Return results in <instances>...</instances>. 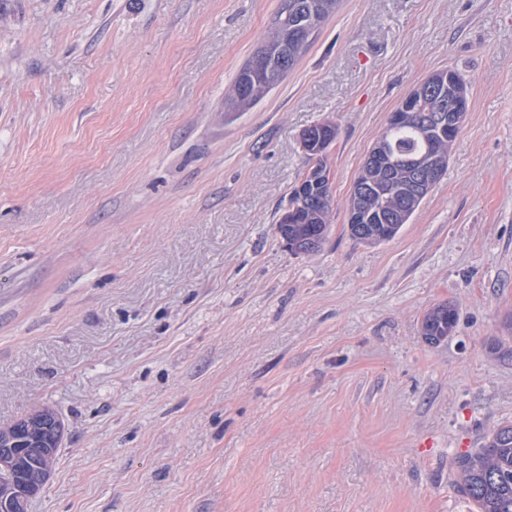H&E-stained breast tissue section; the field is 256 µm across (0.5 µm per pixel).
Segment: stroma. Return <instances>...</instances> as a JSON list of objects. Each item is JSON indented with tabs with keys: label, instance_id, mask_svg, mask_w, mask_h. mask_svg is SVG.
I'll use <instances>...</instances> for the list:
<instances>
[{
	"label": "stroma",
	"instance_id": "35a3bbf8",
	"mask_svg": "<svg viewBox=\"0 0 512 512\" xmlns=\"http://www.w3.org/2000/svg\"><path fill=\"white\" fill-rule=\"evenodd\" d=\"M282 6L0 0V427L65 424L30 512H470L454 459L512 423V0H341L225 111ZM444 68L470 91L445 175L354 240L368 151ZM326 122L330 231L296 253ZM457 320L454 306L448 303L438 304L426 313L422 322L423 336L436 339L437 342L447 339L452 333Z\"/></svg>",
	"mask_w": 512,
	"mask_h": 512
}]
</instances>
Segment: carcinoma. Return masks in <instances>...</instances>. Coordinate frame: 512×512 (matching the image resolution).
Wrapping results in <instances>:
<instances>
[{
	"label": "carcinoma",
	"mask_w": 512,
	"mask_h": 512,
	"mask_svg": "<svg viewBox=\"0 0 512 512\" xmlns=\"http://www.w3.org/2000/svg\"><path fill=\"white\" fill-rule=\"evenodd\" d=\"M339 3L340 0H288L293 9L291 24L275 23L254 58L237 71L224 96V111L252 109L273 90L269 84L271 75L275 84H280L308 50L320 24L336 11ZM455 78L456 81L449 85L425 95L420 112L422 120L429 119L431 113L448 111V99L454 97L455 92L466 89L463 78L458 74ZM382 134L386 136L389 148L402 155H419L425 150L416 125L387 126ZM423 201L422 197L413 198L409 178L394 175L387 198H381L376 192L369 196L366 217L372 224L384 220L388 224L403 225L411 220ZM329 214L330 210L319 204L318 198L310 197L305 213L307 222L288 225V241L315 235L319 237V243H324L329 230ZM456 320L454 306L441 303L426 313L422 322L423 335L438 342L444 340L452 333ZM62 431V421L49 409L31 429L24 417L1 429V433L17 441V447L29 449V463L27 470L21 473L0 470V481L25 482L42 468H53L60 451L55 437ZM455 469V487L468 503L474 505L472 512H512V424L499 426L484 437L481 447L458 455Z\"/></svg>",
	"instance_id": "carcinoma-1"
}]
</instances>
